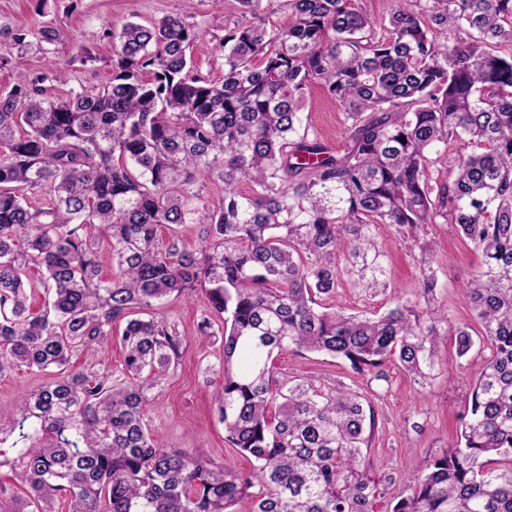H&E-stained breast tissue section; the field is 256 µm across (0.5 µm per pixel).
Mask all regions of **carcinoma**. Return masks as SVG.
Segmentation results:
<instances>
[{"label":"carcinoma","instance_id":"1","mask_svg":"<svg viewBox=\"0 0 512 512\" xmlns=\"http://www.w3.org/2000/svg\"><path fill=\"white\" fill-rule=\"evenodd\" d=\"M231 1L257 23L225 29L211 49L216 81L196 69L193 25L171 14L112 26L101 88L55 97L56 70L0 93V377L54 372L0 416V468L27 487L0 512H56L59 501L68 512H375L386 497L389 512H512V0H391L380 20L354 0H282L285 26L265 23L264 0L213 3ZM10 37L1 70L57 33ZM315 84L349 122L340 155L302 128ZM452 138L475 149L440 182ZM204 177L221 190L208 205ZM39 193L47 202L31 203ZM193 224L203 228L189 250L181 232ZM378 224L418 247L419 286L379 317L347 314L341 275L386 287ZM430 224L454 225L482 253L468 289L480 334L454 336L460 358L491 354L459 434L390 498L371 477L372 402L278 378L273 360L340 357L369 384L395 361L434 378L448 313L415 236ZM32 267L45 272L37 286ZM198 290L209 312L199 334L222 336L215 412L246 473L166 449L146 423L186 339L135 312ZM117 325L123 379L68 369L74 349L112 340ZM15 433L23 446L4 447Z\"/></svg>","mask_w":512,"mask_h":512}]
</instances>
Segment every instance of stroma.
Here are the masks:
<instances>
[{
    "mask_svg": "<svg viewBox=\"0 0 512 512\" xmlns=\"http://www.w3.org/2000/svg\"><path fill=\"white\" fill-rule=\"evenodd\" d=\"M178 13L193 23L198 35L195 52L202 75L220 78L209 49L241 15L235 7L214 12L211 0H0V29L33 30L40 20L52 22L59 39L48 56L29 53L14 56L11 67L0 70V90L10 88L17 74H33L50 68L64 71L67 81L53 85L52 93L67 96L69 91L100 86L112 77V55L107 50L105 32L113 23L134 20L143 24ZM96 52L98 59L82 64L81 48ZM303 120L334 153L347 144L343 109L321 86H312L306 96ZM379 248L388 259V287L385 292L367 296L348 278H341L337 300L345 312L378 317L393 308L401 297H410L418 285L419 261L403 234L380 224L375 228ZM433 250V268L438 278L439 305L448 310L450 324L476 326L477 319L468 299V285L481 258L473 245L447 224L429 226L425 236ZM206 311L203 298L189 301L171 298L155 307L153 314L175 323L186 338L177 370L154 391L155 400L147 415L148 427L168 448H193L205 459L225 469L245 471L250 462L238 455L225 441L224 427L215 416L214 399L222 383L223 351L220 338H207L198 332ZM443 365L427 385L413 381L399 366L388 364L386 380L373 382V403L380 423L371 444L373 477L390 480L391 494L405 488V476L444 448L454 438L465 415L471 389L482 358L473 354L457 357L454 342L440 352ZM74 371L110 369L114 378L123 376V353L118 344L93 349H77L70 356ZM276 373L304 374L315 385L331 388L345 384L364 388V381L348 362L327 355L288 352L274 359Z\"/></svg>",
    "mask_w": 512,
    "mask_h": 512,
    "instance_id": "stroma-1",
    "label": "stroma"
}]
</instances>
